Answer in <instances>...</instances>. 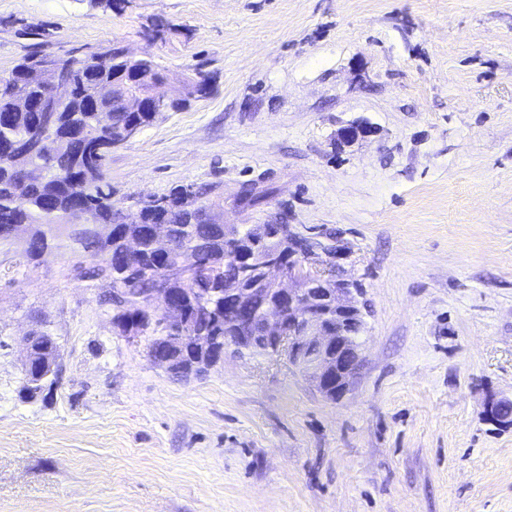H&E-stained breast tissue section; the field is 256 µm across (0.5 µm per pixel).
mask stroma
<instances>
[{
    "label": "stroma",
    "instance_id": "1",
    "mask_svg": "<svg viewBox=\"0 0 512 512\" xmlns=\"http://www.w3.org/2000/svg\"><path fill=\"white\" fill-rule=\"evenodd\" d=\"M109 46L183 101L113 149L114 208L202 186L217 223L334 245L362 363L338 399L230 345L177 379L74 227L2 239L0 512H512V0H0V73ZM32 329L60 356L27 400Z\"/></svg>",
    "mask_w": 512,
    "mask_h": 512
}]
</instances>
